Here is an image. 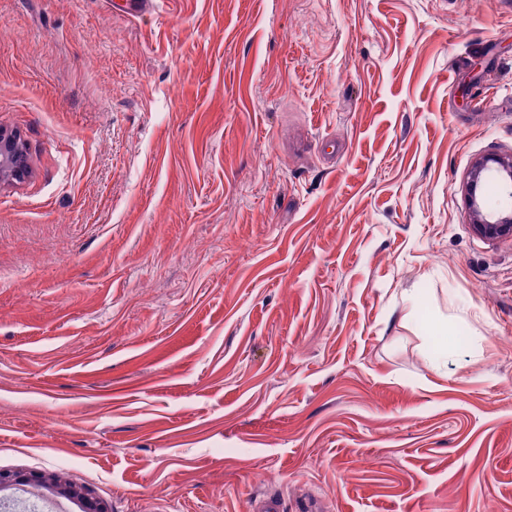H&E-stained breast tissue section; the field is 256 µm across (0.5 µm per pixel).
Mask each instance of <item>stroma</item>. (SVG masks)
I'll return each mask as SVG.
<instances>
[{
    "label": "stroma",
    "mask_w": 512,
    "mask_h": 512,
    "mask_svg": "<svg viewBox=\"0 0 512 512\" xmlns=\"http://www.w3.org/2000/svg\"><path fill=\"white\" fill-rule=\"evenodd\" d=\"M0 128V473L512 512V0H0ZM28 173L25 140L16 131L0 128V181L3 176L23 180ZM494 179L501 194L512 197V157L488 156L477 160L467 182V200L475 230L486 238L512 237V203L489 204L480 194L481 184Z\"/></svg>",
    "instance_id": "stroma-1"
}]
</instances>
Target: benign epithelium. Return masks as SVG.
Returning a JSON list of instances; mask_svg holds the SVG:
<instances>
[{
	"label": "benign epithelium",
	"instance_id": "obj_1",
	"mask_svg": "<svg viewBox=\"0 0 512 512\" xmlns=\"http://www.w3.org/2000/svg\"><path fill=\"white\" fill-rule=\"evenodd\" d=\"M29 173L26 143L20 133L0 128V181L8 176L15 181ZM494 179L501 194L512 197V157L488 156L477 160L467 182V200L475 230L486 238L512 237V203L489 204L480 194L481 184ZM56 493L81 502L83 512H106L104 505L90 491L79 492L66 485L56 486Z\"/></svg>",
	"mask_w": 512,
	"mask_h": 512
}]
</instances>
